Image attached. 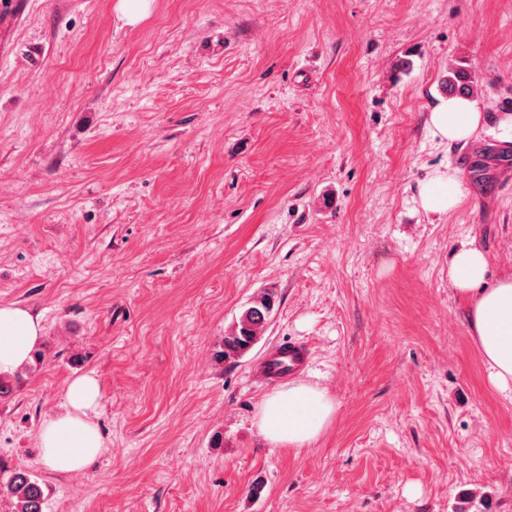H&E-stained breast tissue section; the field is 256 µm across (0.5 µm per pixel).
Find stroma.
<instances>
[{"mask_svg": "<svg viewBox=\"0 0 512 512\" xmlns=\"http://www.w3.org/2000/svg\"><path fill=\"white\" fill-rule=\"evenodd\" d=\"M0 5V304L43 325L0 394V467L33 471L44 512H512V400L448 281L470 238L512 273V183L428 131L464 61L496 143L512 0ZM450 167L460 206L426 212ZM288 342L336 403L299 453L255 425L251 368ZM82 374L104 447L58 475L40 431ZM275 306L273 293H264L241 315L232 330L224 336V350L220 356L224 360L240 357L255 344V338L262 331L267 317Z\"/></svg>", "mask_w": 512, "mask_h": 512, "instance_id": "35a3bbf8", "label": "stroma"}]
</instances>
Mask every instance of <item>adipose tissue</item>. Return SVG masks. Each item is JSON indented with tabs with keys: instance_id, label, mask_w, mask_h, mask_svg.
Instances as JSON below:
<instances>
[{
	"instance_id": "1",
	"label": "adipose tissue",
	"mask_w": 512,
	"mask_h": 512,
	"mask_svg": "<svg viewBox=\"0 0 512 512\" xmlns=\"http://www.w3.org/2000/svg\"><path fill=\"white\" fill-rule=\"evenodd\" d=\"M477 100L448 97L430 114L433 137L448 143L472 138L484 127ZM420 202L430 211H453L462 201L455 172H436L420 192ZM485 253L467 242L448 263V281L470 304L469 323L493 387L512 398V275L487 284ZM43 327L29 308L0 305V374L26 364L42 337ZM68 412L44 423L40 432L42 461L57 474L88 469L104 446L92 420L99 404L97 379L89 374L70 380L64 391ZM336 404L326 390L306 383H291L266 395L260 402L256 425L271 445L294 451L309 448L332 424Z\"/></svg>"
}]
</instances>
